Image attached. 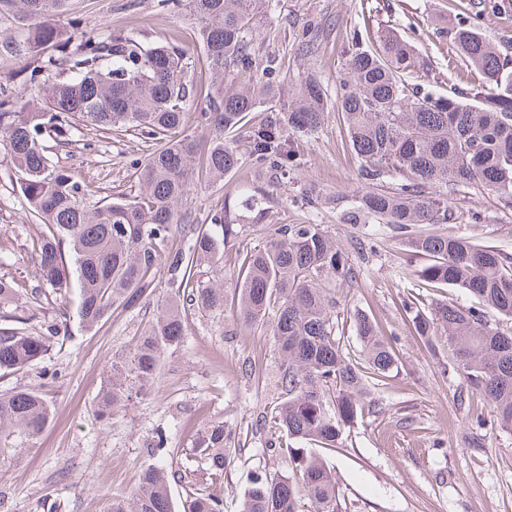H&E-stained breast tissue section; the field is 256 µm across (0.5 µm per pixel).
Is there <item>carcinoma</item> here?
<instances>
[{
	"instance_id": "obj_1",
	"label": "carcinoma",
	"mask_w": 512,
	"mask_h": 512,
	"mask_svg": "<svg viewBox=\"0 0 512 512\" xmlns=\"http://www.w3.org/2000/svg\"><path fill=\"white\" fill-rule=\"evenodd\" d=\"M161 2L175 10L187 5L198 21L205 82L191 73L194 61L184 50L149 43L135 31L83 32L73 49L59 45L55 16L65 0H0V11L17 9L36 20L22 49L36 61L26 87L0 94V150L10 157L27 211L38 223V279L60 302L77 279L79 318L88 329L132 307L157 278L169 289L131 355L112 361V376L95 401L104 422L134 389L155 381L165 351L182 345L186 310H224L223 285L196 288L194 282L201 266L220 267L234 229L222 207L207 224H195L179 210L190 192V174L199 169L207 180L221 181L241 166L237 148L224 142L227 130L243 133L257 170L286 174L298 159L290 131L312 134L325 120V94L313 75L290 101H278L280 65L261 51L265 38L254 26L259 0ZM450 43L453 56L484 80L445 97L405 80L426 72L427 62L393 31H384L373 50L352 39L336 111L360 159V189L342 218L364 224L372 217L408 230V251L427 259L418 270L422 280L465 289L478 299L479 306L470 308L437 303L426 309L412 301L407 309L422 339L436 333L446 338L454 364L492 407L493 423L512 430V335L488 318L491 312L512 320V258L423 229L448 222L451 192L459 185L512 198V72L475 26L452 27ZM197 97L204 107L195 113L196 125L211 132L202 150L195 140L177 137L189 120L187 102ZM263 106L264 118L249 122V114ZM75 126L102 134L139 130L156 141L149 158L133 163L140 195L87 202L82 183L54 163L44 146L53 134L58 146L69 147L68 128ZM385 178L394 180L391 190L367 189ZM180 225V244L162 249ZM355 278L353 266L318 224H284L263 247L241 256L239 314L246 323L271 320L286 395L275 415L285 437L278 447L294 463L291 477L254 482L241 512H301L302 492L314 512H340L331 470L315 454L293 451L292 443L336 447L363 413L367 379L379 381L398 367V354L379 325L359 312L353 319L367 365L343 355L336 297L323 283ZM20 297L16 283L0 279L1 306ZM62 332L67 327L56 323L32 329L23 316L0 326V376L44 359ZM50 415L40 389L0 393V449L11 447L17 435L41 434ZM229 446L231 434L222 422L206 427L196 442L215 476L224 473ZM110 512H174L167 470L146 467L138 489L129 498H112ZM185 512H224V499L217 490L194 488Z\"/></svg>"
}]
</instances>
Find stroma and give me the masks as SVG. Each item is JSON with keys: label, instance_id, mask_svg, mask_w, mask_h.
Segmentation results:
<instances>
[{"label": "stroma", "instance_id": "1", "mask_svg": "<svg viewBox=\"0 0 512 512\" xmlns=\"http://www.w3.org/2000/svg\"><path fill=\"white\" fill-rule=\"evenodd\" d=\"M493 2L486 11L479 0H271L262 9L258 27L281 64L287 93L317 73L328 103L325 124L301 139V163L287 176L270 173L257 181L244 167L221 182L194 180L182 210L202 224L215 205L225 204L235 229L224 248L222 273L204 266L195 278L200 288L222 278L224 308L188 310L185 341L167 351L159 379L133 393L109 422L94 415L97 392L113 359L134 349L167 298L163 280L91 331L78 317V283L68 288L64 308L43 299L29 303L30 326L64 315L69 336L49 352L50 364L60 371L46 389L54 408L51 423L39 436L15 439L0 452V512H108L111 497L131 496L150 464L172 473L174 509L182 512L188 490L211 482L193 448L212 421L235 435L222 478L224 512H240L253 481L290 473L289 457L269 446L278 434L272 410L281 401L274 339L269 330L243 324L234 299L241 251L262 247L284 224L321 225L358 272L355 283L335 290L344 355L364 360L350 317L355 309L372 317L399 351L397 369L372 386L371 407L346 429L338 447L318 451L336 480L341 512H512V431L480 425L490 415L489 404L457 371L447 343L431 350L415 335L403 307L414 297L424 305L448 301L465 307L478 300L463 289L420 280L397 230L342 222L340 213L358 187L360 162L335 106L348 38L356 28L367 47L376 45L381 30L393 29L428 62L427 80L439 94L461 83L448 66L449 42L439 35L458 19L479 15L480 32L512 59V0ZM75 19L82 28L107 33L136 30L149 42L172 43L194 58L203 53L193 21L162 8L159 0H67L56 23L62 38L73 35ZM307 24L318 27L319 35L302 47L297 35ZM30 25L16 12H0V86L12 92L22 90L29 65L14 47ZM80 139L69 151L51 138L46 144L49 156L85 186L90 202L139 194L131 162L153 151L151 139L131 130H86ZM306 191L315 204H304ZM451 208L447 223L434 225V232L512 257V200L462 185ZM36 235L10 159L0 151V277L27 292L39 285ZM160 430L167 431L168 444L159 450L154 436Z\"/></svg>", "mask_w": 512, "mask_h": 512}]
</instances>
